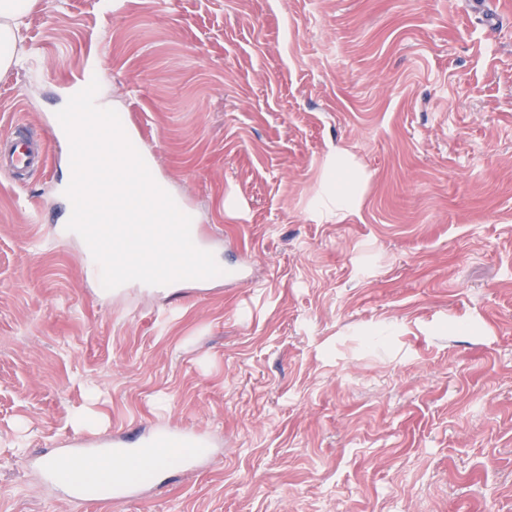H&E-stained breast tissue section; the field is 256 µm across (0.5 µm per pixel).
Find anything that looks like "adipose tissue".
Here are the masks:
<instances>
[{
  "label": "adipose tissue",
  "instance_id": "adipose-tissue-1",
  "mask_svg": "<svg viewBox=\"0 0 512 512\" xmlns=\"http://www.w3.org/2000/svg\"><path fill=\"white\" fill-rule=\"evenodd\" d=\"M36 0H0V72L19 65L17 52L20 38V19L28 14ZM363 173L350 156L337 152L325 171V190L317 200V208L325 214L346 216L355 213L360 205L359 188Z\"/></svg>",
  "mask_w": 512,
  "mask_h": 512
}]
</instances>
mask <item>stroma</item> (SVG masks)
<instances>
[{
    "label": "stroma",
    "mask_w": 512,
    "mask_h": 512,
    "mask_svg": "<svg viewBox=\"0 0 512 512\" xmlns=\"http://www.w3.org/2000/svg\"><path fill=\"white\" fill-rule=\"evenodd\" d=\"M37 0L0 74V512L71 508L47 449L192 427L117 512H512V0ZM217 263L104 289L60 231L54 116L89 64ZM367 174L320 217L327 160ZM46 163L44 149L37 142L14 135L0 138V172L9 175L15 182L25 180L29 172Z\"/></svg>",
    "instance_id": "stroma-1"
}]
</instances>
